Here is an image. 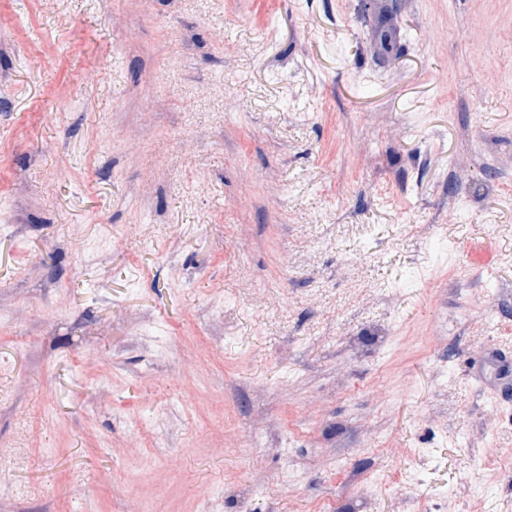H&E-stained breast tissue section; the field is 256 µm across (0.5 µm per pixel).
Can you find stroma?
<instances>
[{
  "mask_svg": "<svg viewBox=\"0 0 512 512\" xmlns=\"http://www.w3.org/2000/svg\"><path fill=\"white\" fill-rule=\"evenodd\" d=\"M509 306L512 0H0V512H512Z\"/></svg>",
  "mask_w": 512,
  "mask_h": 512,
  "instance_id": "stroma-1",
  "label": "stroma"
}]
</instances>
